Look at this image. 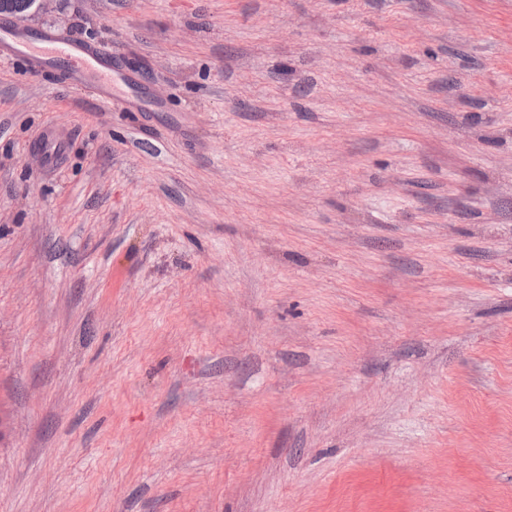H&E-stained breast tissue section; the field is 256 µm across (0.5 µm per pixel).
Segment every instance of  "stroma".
<instances>
[{"mask_svg": "<svg viewBox=\"0 0 512 512\" xmlns=\"http://www.w3.org/2000/svg\"><path fill=\"white\" fill-rule=\"evenodd\" d=\"M20 24L144 94L0 53V512H512V0Z\"/></svg>", "mask_w": 512, "mask_h": 512, "instance_id": "35a3bbf8", "label": "stroma"}]
</instances>
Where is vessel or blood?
<instances>
[{"mask_svg": "<svg viewBox=\"0 0 512 512\" xmlns=\"http://www.w3.org/2000/svg\"><path fill=\"white\" fill-rule=\"evenodd\" d=\"M0 50L36 54L38 62L44 66L62 62L70 80L90 84L100 99L112 97V51L109 48L48 33L35 40L24 29L15 26L0 28Z\"/></svg>", "mask_w": 512, "mask_h": 512, "instance_id": "b4317fda", "label": "vessel or blood"}]
</instances>
